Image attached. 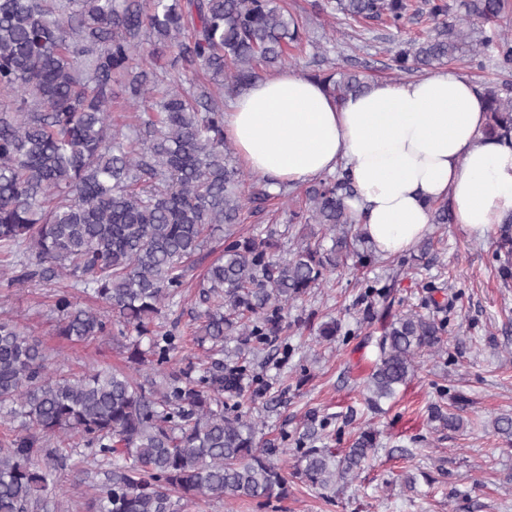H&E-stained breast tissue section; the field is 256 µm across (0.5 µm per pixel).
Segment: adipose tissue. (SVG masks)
I'll list each match as a JSON object with an SVG mask.
<instances>
[{
	"label": "adipose tissue",
	"instance_id": "ef3b65f1",
	"mask_svg": "<svg viewBox=\"0 0 512 512\" xmlns=\"http://www.w3.org/2000/svg\"><path fill=\"white\" fill-rule=\"evenodd\" d=\"M487 122L453 68L341 99L285 69L239 90L224 114L241 165L274 184L349 170L357 193L346 204L385 256L428 230L429 203L451 200L455 223L480 236L512 213V139L488 138Z\"/></svg>",
	"mask_w": 512,
	"mask_h": 512
}]
</instances>
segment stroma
Instances as JSON below:
<instances>
[{"label":"stroma","mask_w":512,"mask_h":512,"mask_svg":"<svg viewBox=\"0 0 512 512\" xmlns=\"http://www.w3.org/2000/svg\"><path fill=\"white\" fill-rule=\"evenodd\" d=\"M416 14L402 30L379 23L359 25L341 19L314 26L312 36L326 50L335 72L356 70L369 81L404 80L394 57L409 39L435 35L427 0H412ZM512 224L479 237L456 224L431 225L433 247H411L402 255L378 257L369 268L349 259L321 288L297 301L289 319L315 314L319 323L336 319L341 331L323 341L316 328L292 329L286 341L248 353L254 374L267 390L245 392L243 402L257 424L260 442L290 451L298 447L308 417L324 428L318 447L344 453L355 432L371 427L379 447L359 479L325 502L318 490L292 485L287 499L258 508L255 502L219 499L185 506L184 512H512V445L496 434L492 421L512 413V278L499 275L495 253ZM379 291L392 286L393 312L431 316L448 324L442 352L421 356L414 379L384 399L379 409L367 402L366 381L379 357L377 324L365 317L361 280ZM56 283L29 282L0 287V319H10L41 341L61 373L90 371L118 363L110 339L67 344L53 336L49 312ZM460 399L463 429H443L431 418L437 404ZM416 478L406 491V475ZM60 512H87L91 498L109 485L107 469L79 449L60 472Z\"/></svg>","instance_id":"obj_1"}]
</instances>
